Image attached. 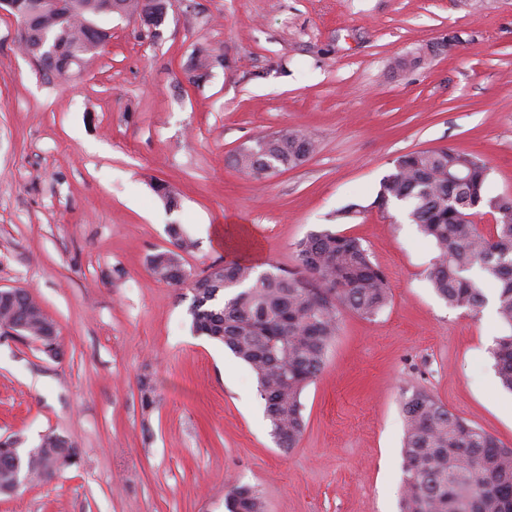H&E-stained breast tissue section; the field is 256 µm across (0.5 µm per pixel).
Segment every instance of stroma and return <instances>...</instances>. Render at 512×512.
<instances>
[{"mask_svg":"<svg viewBox=\"0 0 512 512\" xmlns=\"http://www.w3.org/2000/svg\"><path fill=\"white\" fill-rule=\"evenodd\" d=\"M97 23L107 44L49 80L0 12V289L33 292L63 345L52 360L0 340V436L31 448L53 430L81 456L0 512H226L233 482L266 512H399L414 389L512 448L492 306L448 308L405 208L371 206L398 156L443 147L479 156L489 194L512 197V0H173L153 31ZM283 129L315 140L303 163L257 178L234 167ZM351 203L362 212L337 218ZM171 224L196 242L182 255L192 275L237 258L295 268V242L328 228L387 276L377 317L342 314L296 448L273 441L250 368L193 333L189 285L153 277Z\"/></svg>","mask_w":512,"mask_h":512,"instance_id":"1","label":"stroma"}]
</instances>
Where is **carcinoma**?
<instances>
[{"instance_id": "obj_1", "label": "carcinoma", "mask_w": 512, "mask_h": 512, "mask_svg": "<svg viewBox=\"0 0 512 512\" xmlns=\"http://www.w3.org/2000/svg\"><path fill=\"white\" fill-rule=\"evenodd\" d=\"M162 0H65L67 18L41 14L18 34L30 48L40 34L53 31L62 46L43 74L63 75L84 59L89 47L108 38L95 18L116 8L143 20L154 16ZM255 151H238L234 165L248 175L293 168L314 150L313 140L296 130H281L254 141ZM488 167L472 153L448 148L416 150L393 161L380 182L372 206L381 211L398 203L407 210L435 250L427 270L437 296L448 307L478 315L487 303L486 284H496L495 312L504 334L491 355L500 385L512 391V198L487 193ZM489 213L494 230L486 233L474 217ZM172 248L149 263L155 279L179 286L187 275L181 253L195 247L180 225L168 226ZM296 269L258 270L234 259L205 270L191 282L192 331L224 345L249 366L257 380L271 435L286 450L304 431L301 395L321 373L326 354L346 310L364 319L376 317L392 298L384 272L362 243L329 229L313 230L295 243ZM18 327L20 338L36 337L52 359L62 355L57 329L25 288L0 300V324ZM142 410L153 408L154 387L139 382ZM405 421L401 512H512V448L452 413L430 393L416 389L402 404ZM56 464L46 473V463ZM80 465L69 437L50 432L33 448L12 435L0 441V496L19 494L31 482H50ZM227 512H265L262 495L232 484Z\"/></svg>"}]
</instances>
